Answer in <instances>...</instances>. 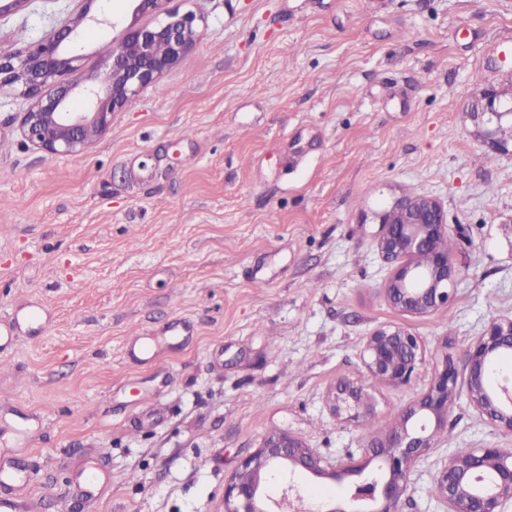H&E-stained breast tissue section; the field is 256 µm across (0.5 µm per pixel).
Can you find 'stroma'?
<instances>
[{
	"mask_svg": "<svg viewBox=\"0 0 512 512\" xmlns=\"http://www.w3.org/2000/svg\"><path fill=\"white\" fill-rule=\"evenodd\" d=\"M85 0L0 13L7 55L79 15ZM194 12L195 45L142 89L85 153L27 145L30 102L0 89V326L32 302L40 334L0 351V455L22 456L27 512H224V479L278 430L325 456L365 460L450 355L512 318V154L472 116L485 89L512 103V0H166ZM112 34L90 31L79 73L97 80ZM438 198L455 298L392 308L375 248L379 213ZM425 342L408 387L371 382V411L326 396L363 370L365 337ZM159 341L131 358L130 336ZM512 448L458 392L400 512L432 494L449 451ZM98 463L86 493L78 473ZM317 512L346 481L294 475Z\"/></svg>",
	"mask_w": 512,
	"mask_h": 512,
	"instance_id": "1",
	"label": "stroma"
}]
</instances>
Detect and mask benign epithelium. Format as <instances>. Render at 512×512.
<instances>
[{
    "instance_id": "obj_1",
    "label": "benign epithelium",
    "mask_w": 512,
    "mask_h": 512,
    "mask_svg": "<svg viewBox=\"0 0 512 512\" xmlns=\"http://www.w3.org/2000/svg\"><path fill=\"white\" fill-rule=\"evenodd\" d=\"M161 14L153 28H128L113 37L107 83H86L76 75L75 65L87 30L115 27L102 10L92 14L87 9L76 22L51 30L13 55H0V88H14L31 101L20 120L25 142L49 157L74 155L111 129L115 113L172 68L198 37L193 14ZM50 83L55 89L47 94ZM473 117L485 126L483 134L495 149L508 150L497 131L512 123V107L501 104L496 90L484 92ZM379 223L383 232L376 249L391 267L383 285L388 303L416 316L448 306L458 270L448 253L449 227L441 202L429 196L401 197L379 215ZM423 352L422 338L408 328L371 332L361 350L364 372L341 380L329 395L333 413L339 418L352 411L359 417L367 408L368 380L410 385ZM466 355L467 374L461 382L443 356L427 391L401 412L389 440L366 446L369 461L364 464L351 456L331 461L285 431L268 434L224 480V512H296L303 496L287 480L296 471L317 478H352L344 506L329 512H398L415 466L431 448L434 428L448 418V399L457 387L465 388L480 415L512 434V372L500 374L495 382L490 378L494 362L512 355V318L490 319ZM276 475L281 494L274 499L266 488ZM433 491L448 512H512V449L452 451L433 476Z\"/></svg>"
}]
</instances>
